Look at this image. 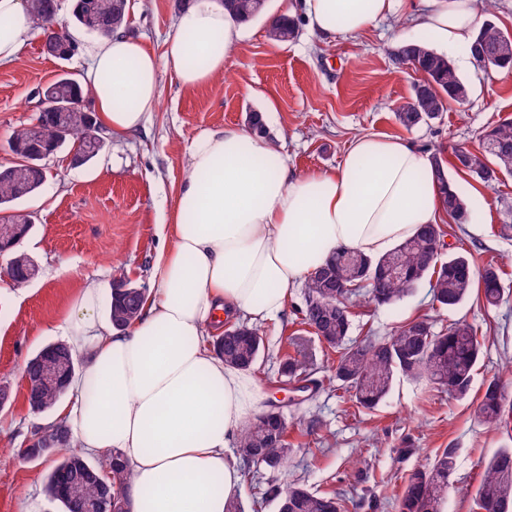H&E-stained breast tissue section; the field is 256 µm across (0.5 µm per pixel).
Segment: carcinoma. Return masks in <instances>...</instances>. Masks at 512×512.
<instances>
[{
    "mask_svg": "<svg viewBox=\"0 0 512 512\" xmlns=\"http://www.w3.org/2000/svg\"><path fill=\"white\" fill-rule=\"evenodd\" d=\"M267 0H224L225 8L240 19L250 22L266 10ZM494 0H476L478 13L484 20L478 26L473 42L482 50L494 49L509 33L490 19ZM33 20L38 27L58 21L60 39L76 45L69 33V23L58 19V0H28ZM130 0H74L72 11L76 26L106 39L126 29L129 23ZM298 23L286 16L279 17L267 29L268 38L277 43L294 39ZM390 51L397 62H408L425 73L414 87L411 100L398 107L400 123L413 128L438 119L447 105L458 102L457 87L466 83L447 56L436 52L422 39L406 42ZM50 101L39 110L41 133L31 134L23 127L14 133L12 148L27 165L15 178L0 175V210L17 200L35 193L41 187L40 170L35 167L44 150L64 146L85 151L90 136L83 112L86 92L75 75L65 72L50 85ZM464 155L463 173L486 187L499 182L498 174L512 175V119L481 131L478 147H459L454 157ZM435 178L440 190V202L448 218L463 225L469 221L466 200L448 177V163L441 149L431 151ZM442 224H426L413 237L379 257H370L353 250L337 251L322 267L311 273L305 283V302L300 309V324L337 354L332 364V380L350 394L359 409L371 410L390 392L398 375L415 381L427 378L448 389V394L463 398L470 390L473 371L479 361L482 343L477 330L464 320L434 331L431 318L418 316L396 329L390 336L378 340L367 337L353 344L350 332L354 308L360 298L377 307H391L412 294L422 284H428L432 303L453 309L470 294L474 285L483 290L487 305L501 300V270L494 263L481 268L465 254L443 257ZM145 291L136 288H114L109 297V320L115 328H126L137 318ZM281 372L289 381L301 382V389L317 390L322 382L313 378L314 362L301 336H287ZM259 329L247 323H233L224 335L213 343L215 354L228 364L245 371L254 368L262 351ZM60 393L55 388L41 387L38 395L28 399L29 405L42 410L53 407ZM481 420L496 428L512 425V404L507 402L500 383L493 379L477 406ZM65 434L62 448L26 449L29 456L55 458V466L44 485L45 496L59 502L64 512H87L89 501L112 500L116 512H128L124 487L131 479L122 458L115 454L100 457L90 463L71 451L75 443L67 427L60 422L47 425ZM239 448L252 462L270 470L284 467L291 452L288 442V422L271 407L244 430ZM457 449L439 451L429 467H416L405 479L398 496L399 512H441L448 495V478L456 464ZM112 474V482H103V473ZM79 476L83 495L69 493L73 476ZM268 498L277 502L278 512H347L346 501L333 493L312 491L301 483L284 488L272 484ZM478 512H512V448H504L488 462L475 492Z\"/></svg>",
    "mask_w": 512,
    "mask_h": 512,
    "instance_id": "1",
    "label": "carcinoma"
}]
</instances>
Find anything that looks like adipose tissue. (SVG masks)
I'll list each match as a JSON object with an SVG mask.
<instances>
[{
    "instance_id": "adipose-tissue-1",
    "label": "adipose tissue",
    "mask_w": 512,
    "mask_h": 512,
    "mask_svg": "<svg viewBox=\"0 0 512 512\" xmlns=\"http://www.w3.org/2000/svg\"><path fill=\"white\" fill-rule=\"evenodd\" d=\"M290 10L324 39L400 17L466 64L478 21L474 0H293ZM35 31L26 0H0V62H14ZM245 34L222 0H191L162 52L120 34L89 46L98 125L116 139L144 127L161 70L207 84ZM441 216L428 154L408 139L363 135L336 170L300 173L254 131L202 132L138 318L112 328L97 316L102 288L90 286L60 326L83 361L60 420L81 451L124 455L130 512H225L242 486L241 435L269 395L210 349L215 325L227 314L277 319L290 289L336 250L380 256Z\"/></svg>"
}]
</instances>
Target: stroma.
I'll return each mask as SVG.
<instances>
[{"instance_id": "stroma-1", "label": "stroma", "mask_w": 512, "mask_h": 512, "mask_svg": "<svg viewBox=\"0 0 512 512\" xmlns=\"http://www.w3.org/2000/svg\"><path fill=\"white\" fill-rule=\"evenodd\" d=\"M175 3L131 0L127 36L161 51L178 14ZM403 27L391 18L333 40L303 27L294 40L276 44L266 36L265 16L258 17L249 22L223 75L210 83L186 88L161 71L162 97L144 129L109 140L83 166L69 165L66 151L55 154L44 185L20 204L36 220L19 249L37 263L39 274L22 287L0 276V385L12 392L10 404L0 409V512H63L43 492L53 460L23 454L33 434L56 420L55 409L30 408L23 368L42 347L61 341L59 324L82 288L97 284L108 291L120 280L151 288L161 227L188 171L187 149L200 133L243 128L249 113L265 114L268 137L281 146L290 167L305 173L336 168L361 135L399 136L449 152L477 146L483 129L512 117V73L462 65L458 72L469 87L467 101L451 105L430 124L404 128L394 108L412 97L421 76L396 65L387 53ZM69 32L81 46L71 60L45 53L38 33L16 61L0 65V164H12L14 132L35 119L38 88L66 71L86 80L85 48L94 38L74 26ZM451 177L479 219L462 226L446 221V241L452 252L470 253L476 265H499L502 300L489 307L473 294L457 308L436 310L423 286L393 307H361L351 337L359 341L370 333L381 339L423 314L439 331L466 320L483 335V356L469 393L453 398L439 386L401 377L375 409L357 410L349 393L327 384L335 354L315 339L310 348L323 385L299 391L280 373L285 337L303 331L296 309L305 287L297 285L285 315L262 324L264 349L252 371L272 399L283 402L293 451L284 469L252 466L240 491L244 512H277L266 489L290 482L340 493L348 512H370L372 500L378 501V512H396L403 475L432 462L441 448L457 451L448 512H472L485 464L500 449L512 448V430L489 427L475 413L490 380H499L512 399V227L504 225L512 176L492 188L457 171Z\"/></svg>"}]
</instances>
